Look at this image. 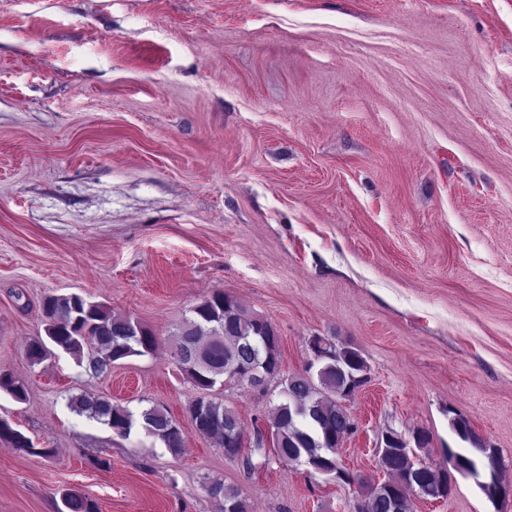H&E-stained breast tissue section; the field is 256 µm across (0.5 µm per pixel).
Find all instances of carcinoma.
Returning a JSON list of instances; mask_svg holds the SVG:
<instances>
[{"label":"carcinoma","mask_w":512,"mask_h":512,"mask_svg":"<svg viewBox=\"0 0 512 512\" xmlns=\"http://www.w3.org/2000/svg\"><path fill=\"white\" fill-rule=\"evenodd\" d=\"M41 309L44 334L34 337L27 346V357L33 365L42 363L58 349L75 356L85 363L87 374L98 377L111 371L121 360L152 352L156 343L155 336L140 324L80 294L48 295L42 300ZM191 313L192 317L178 325L173 334L175 360L182 374L204 393L189 403L187 412L193 418L202 411L208 412L217 419L221 430L201 428L199 432L222 438L223 430L238 429L240 424L233 409L213 394L216 385L232 381L246 384L240 372L233 370V361L237 359L245 363L264 361L270 370L278 371L281 354L273 340L266 345L253 343L258 336L274 334L272 324L248 315L227 294L213 293L194 306ZM311 369L309 365L301 372L281 375L275 388L279 403L268 422L272 447H264L263 432L259 430L252 451L272 454L287 466L305 463L312 473L326 470L332 477L338 475L349 481L348 472L337 470L341 466L337 451L321 455L317 446L324 440L328 442L339 434L354 431V422L340 400L354 384L367 382V364L357 349L342 343L339 351L319 364L317 373H311ZM0 389L18 401L25 399L23 384L9 373L0 372ZM68 407L123 437L130 435L140 418L144 430L171 453L177 454L182 449L180 426L157 406L144 408L136 415L107 397L83 392L69 396ZM451 424L462 440L472 444L470 448L459 449L457 455L489 470L490 481L482 489L488 498L498 500L504 482L499 477L502 463L496 448L477 438L464 418L458 416ZM0 441L26 455L48 454V449L35 447L29 437L2 419ZM379 465L392 478L396 497H391L389 490L378 483L364 485L352 512H410L406 490L411 467L392 449L384 453ZM423 478L427 485L440 491L448 488V472L443 469L433 470L427 464ZM206 490L211 497L224 499V512H246L239 494L225 487L222 480H208ZM61 502V512H98L96 502L78 492L63 491Z\"/></svg>","instance_id":"carcinoma-1"}]
</instances>
